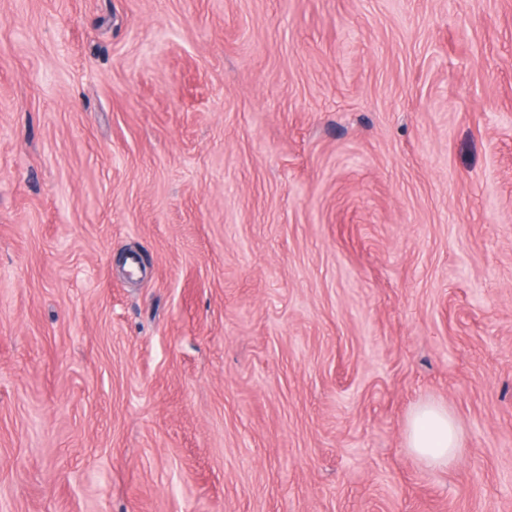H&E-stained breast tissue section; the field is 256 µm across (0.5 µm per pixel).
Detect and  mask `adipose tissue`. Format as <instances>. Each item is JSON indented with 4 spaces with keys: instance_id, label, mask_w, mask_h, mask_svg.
<instances>
[{
    "instance_id": "obj_1",
    "label": "adipose tissue",
    "mask_w": 512,
    "mask_h": 512,
    "mask_svg": "<svg viewBox=\"0 0 512 512\" xmlns=\"http://www.w3.org/2000/svg\"><path fill=\"white\" fill-rule=\"evenodd\" d=\"M460 445V433L446 408L423 404L411 414L406 429V446L427 464L438 468L452 466Z\"/></svg>"
}]
</instances>
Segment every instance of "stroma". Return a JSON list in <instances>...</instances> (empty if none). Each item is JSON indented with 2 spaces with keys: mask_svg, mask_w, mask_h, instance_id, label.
Listing matches in <instances>:
<instances>
[{
  "mask_svg": "<svg viewBox=\"0 0 512 512\" xmlns=\"http://www.w3.org/2000/svg\"><path fill=\"white\" fill-rule=\"evenodd\" d=\"M0 512H512V0H0ZM461 436L448 409L423 404L411 414L406 429V446L427 464L446 468L457 459Z\"/></svg>",
  "mask_w": 512,
  "mask_h": 512,
  "instance_id": "stroma-1",
  "label": "stroma"
}]
</instances>
